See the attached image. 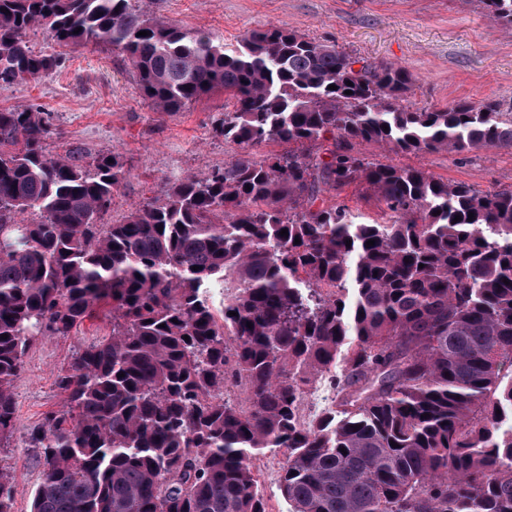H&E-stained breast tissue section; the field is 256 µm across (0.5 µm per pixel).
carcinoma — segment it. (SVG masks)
Wrapping results in <instances>:
<instances>
[{"label":"carcinoma","mask_w":512,"mask_h":512,"mask_svg":"<svg viewBox=\"0 0 512 512\" xmlns=\"http://www.w3.org/2000/svg\"><path fill=\"white\" fill-rule=\"evenodd\" d=\"M480 2L512 30V0ZM34 28L118 51L157 112L228 94L217 132L243 153L102 224L120 160L50 155L46 113L0 109V443L32 337L112 302V332L57 373L65 408L28 430L31 512H266L252 459L281 448L289 512H512V188L354 150L512 149V113L410 110L393 63L284 27L229 45L146 0H0V84L58 66ZM269 143L299 148L250 153ZM356 183L389 219L315 206ZM317 383L331 406L306 420Z\"/></svg>","instance_id":"obj_1"}]
</instances>
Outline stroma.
I'll list each match as a JSON object with an SVG mask.
<instances>
[{"mask_svg": "<svg viewBox=\"0 0 512 512\" xmlns=\"http://www.w3.org/2000/svg\"><path fill=\"white\" fill-rule=\"evenodd\" d=\"M160 21L213 32L227 43L245 33L283 26L336 43L350 55L407 69L415 84L407 103L441 108L458 100H491L512 106V31L504 30L478 0H151ZM33 50L58 56L60 64L24 85H0V108L34 105L50 116L47 150L62 154L78 147L86 155L113 154L126 177L112 196L104 223L120 222L128 211L159 196L162 187L193 174L207 176L238 152L215 127L227 97L217 92L184 112L154 111L139 94L134 71L118 52L86 43H54L43 30L31 31ZM369 158L423 168L442 180L481 190L512 187V149L456 154L398 155L359 144ZM108 307H101L82 334L39 336L31 343L15 382L17 430L0 445V469L13 474L12 512H31L43 465L28 448L26 433L45 414L62 409L57 371L84 344L110 334ZM283 450L253 460L267 512H288L279 477Z\"/></svg>", "mask_w": 512, "mask_h": 512, "instance_id": "35a3bbf8", "label": "stroma"}]
</instances>
